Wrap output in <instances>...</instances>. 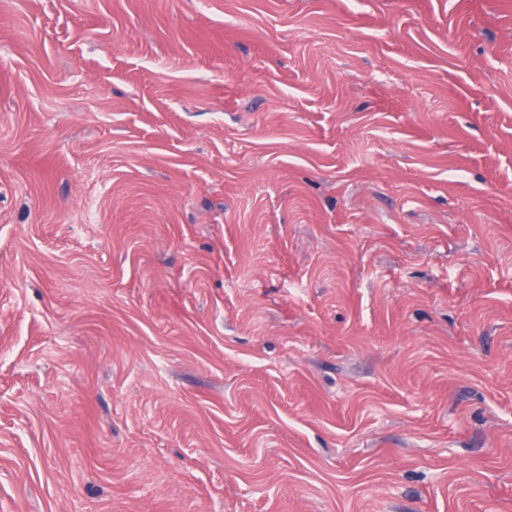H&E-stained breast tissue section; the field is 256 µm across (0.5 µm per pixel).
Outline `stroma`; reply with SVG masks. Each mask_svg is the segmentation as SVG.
Wrapping results in <instances>:
<instances>
[{"mask_svg":"<svg viewBox=\"0 0 512 512\" xmlns=\"http://www.w3.org/2000/svg\"><path fill=\"white\" fill-rule=\"evenodd\" d=\"M0 512H512V0H0Z\"/></svg>","mask_w":512,"mask_h":512,"instance_id":"1","label":"stroma"}]
</instances>
